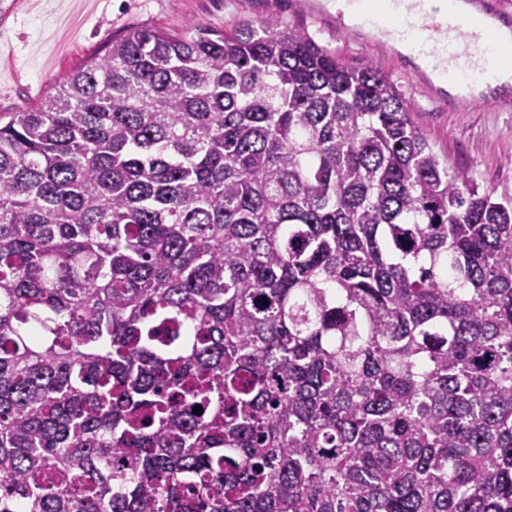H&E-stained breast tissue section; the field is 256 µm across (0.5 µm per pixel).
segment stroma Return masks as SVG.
<instances>
[{
	"label": "stroma",
	"mask_w": 512,
	"mask_h": 512,
	"mask_svg": "<svg viewBox=\"0 0 512 512\" xmlns=\"http://www.w3.org/2000/svg\"><path fill=\"white\" fill-rule=\"evenodd\" d=\"M27 0L25 12L0 24V113L33 107L66 74L103 54L115 37L142 28L180 34L192 24L229 30L267 18L306 34L347 65L382 70L412 108L416 126L449 168L467 171L481 188L512 197V101L490 109L449 111L425 90L428 77L388 41L350 25L325 24L332 0Z\"/></svg>",
	"instance_id": "obj_1"
}]
</instances>
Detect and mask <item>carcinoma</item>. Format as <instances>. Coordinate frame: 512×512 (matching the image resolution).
<instances>
[{"label": "carcinoma", "mask_w": 512, "mask_h": 512, "mask_svg": "<svg viewBox=\"0 0 512 512\" xmlns=\"http://www.w3.org/2000/svg\"><path fill=\"white\" fill-rule=\"evenodd\" d=\"M0 512H512V198L277 19L112 40L0 123Z\"/></svg>", "instance_id": "carcinoma-1"}]
</instances>
